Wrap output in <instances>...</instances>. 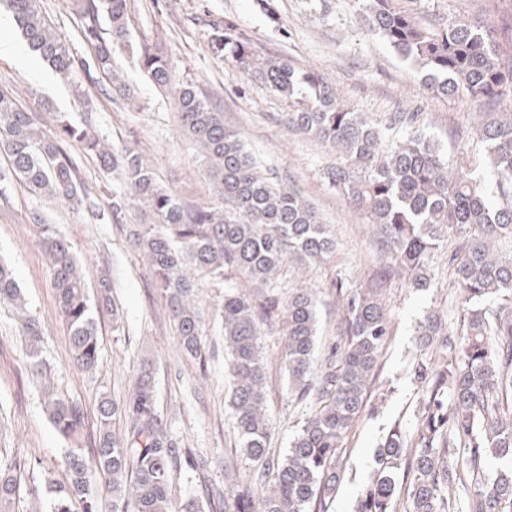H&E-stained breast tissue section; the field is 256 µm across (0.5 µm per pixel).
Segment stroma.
I'll return each mask as SVG.
<instances>
[{
	"label": "stroma",
	"mask_w": 512,
	"mask_h": 512,
	"mask_svg": "<svg viewBox=\"0 0 512 512\" xmlns=\"http://www.w3.org/2000/svg\"><path fill=\"white\" fill-rule=\"evenodd\" d=\"M57 37L71 53L86 57L80 37L81 17L73 0H40ZM276 19H269L257 0H131L129 28L134 38L157 42L168 55L176 82H191L206 95L226 125L240 130L264 172L283 184L300 187L324 223L336 232V249L327 263H286L278 279L280 294L306 285L318 298L315 364H322L336 340L341 318L338 291L364 287L377 267L374 228L361 210L330 185L327 168L333 152L321 143L273 120L286 111L284 101L228 57L215 56L208 46L213 25L233 22L262 56L286 57L294 65L314 69L335 81L343 97L364 118L384 126L396 112L415 116L412 129L434 139L450 163L470 164L472 176L487 191L495 178L482 161V149L472 132L482 121L481 109L427 91L415 67L384 40L372 35L364 21L363 0H273ZM397 7L427 22L455 17L484 19L488 0H396ZM117 64L134 89L130 99L100 94L83 73L73 82L55 77L49 65L34 60L19 66L0 54V86L15 90L21 107L43 131L53 129L59 114L72 121L92 118L100 135L116 146L141 149L158 182L190 205L215 199L196 150L180 129L174 100L159 93L131 58ZM9 202L0 208V259L14 269L28 307L43 326L48 354L54 364V384L79 400L88 426H95L101 395L122 399L129 392L142 360H152L158 400L167 410L173 432L184 447L220 458L235 455L234 419L224 405L225 371L222 307L223 278L197 280V304L203 314L206 360L186 358L169 320L166 302L155 288L122 226L101 224L77 214L68 204L30 194L18 183L8 185ZM50 216L71 243L88 285L109 271L124 333L112 330V315L97 317L100 353L95 373L85 374L70 361L68 333L59 315L53 271L38 242L32 216ZM455 239L442 242L431 263L435 286L426 291L391 279L382 295L391 315L390 334L380 354L376 378L361 417L344 440L341 480L331 512L352 507L373 476V456L392 425L415 435L422 412V392L412 364L417 355L415 331L426 311H439L449 330L461 319L459 292L453 288L448 253ZM13 309L0 306V446L7 453L38 457L56 472L64 470V442L54 429L37 385L25 370V355ZM262 343L268 363L267 413L274 453H284L310 409L288 390L280 336L269 333Z\"/></svg>",
	"instance_id": "obj_1"
}]
</instances>
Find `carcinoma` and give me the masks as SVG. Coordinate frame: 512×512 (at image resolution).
<instances>
[{"mask_svg":"<svg viewBox=\"0 0 512 512\" xmlns=\"http://www.w3.org/2000/svg\"><path fill=\"white\" fill-rule=\"evenodd\" d=\"M26 45L57 74L94 72L112 92L131 95L115 55L126 51L157 89L173 95L186 137L219 198L189 207L162 189L142 151L114 147L91 123L57 118L44 133L14 93L0 87V153L13 180L29 193L63 200L103 224H120L139 205L150 217L128 230L150 260L155 287L169 309L183 353L205 368L202 317L194 304V277L246 278L251 291H224V348L230 356L226 404L235 420L240 457L252 463L242 474L224 463V484L209 480L201 494L175 503L172 488L211 468L208 457L182 451L167 427L151 365L143 366L123 401L102 395L94 433L86 431L80 402L59 391L44 346L40 320L27 309L13 269L0 260V304L18 314L25 361L38 383L51 423L65 442L66 478L27 454L0 455V512H15L21 495L37 502L32 512H330L344 452L343 441L360 416L368 381L390 335L381 295L386 280L406 275L416 288L431 287L430 261L447 237L458 239L448 263L461 293L456 336L435 311L416 330L418 347L441 357H422L412 374L424 392L421 427L410 440L393 425L374 455V476L354 512H512V468L485 471L488 457L512 450V0L489 19L422 23L394 0H368V30L403 60L419 68L423 86L463 98L489 111L475 130L497 191L488 197L466 166H452L438 144L421 133L386 140L381 129L341 103L334 84L281 57L260 59L251 40L232 22L212 27L213 54L229 52L288 111L280 122L335 152L330 183L362 210L383 245V275L346 297L338 344L324 366L312 371L317 338V299L309 288L279 296L275 275L285 260L301 265L327 260L332 231L293 184H274L259 171L243 133L224 125L192 83L175 82L170 60L149 40L135 41L128 27L130 0H76L81 38L89 59L71 55L42 14L39 0H5ZM108 22L103 32L100 18ZM78 144L105 169H116L124 189L112 190L111 211L82 190L79 168L68 151ZM39 242L54 270V288L69 333L73 365L92 373L99 365L95 313L112 312L113 331L124 330L112 282L92 295L68 239L44 217ZM500 300L495 310L484 305ZM285 336L284 365L296 396L312 411L285 454H270L263 331ZM97 470L103 479L90 476Z\"/></svg>","mask_w":512,"mask_h":512,"instance_id":"carcinoma-1","label":"carcinoma"}]
</instances>
